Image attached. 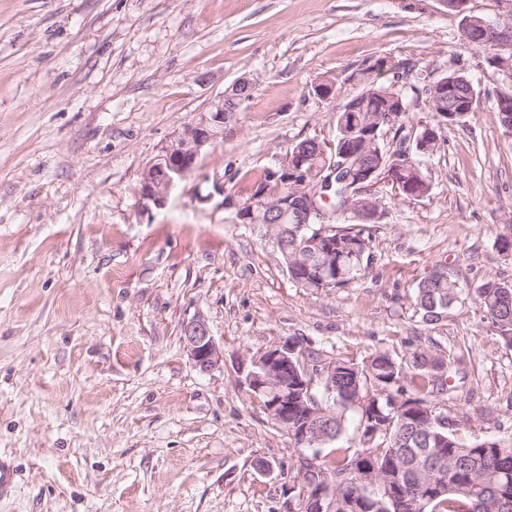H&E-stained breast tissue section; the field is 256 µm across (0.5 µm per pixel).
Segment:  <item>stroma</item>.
Here are the masks:
<instances>
[{"label":"stroma","instance_id":"obj_1","mask_svg":"<svg viewBox=\"0 0 512 512\" xmlns=\"http://www.w3.org/2000/svg\"><path fill=\"white\" fill-rule=\"evenodd\" d=\"M512 0H0V452L18 483L0 512H299L298 452L239 367L291 339L360 363L448 362L430 401L465 443L512 444V347L475 300L434 324L413 302L442 269L466 291L512 282V133L503 78L461 39L464 15ZM466 74L481 102L443 127L429 197L388 199L352 284L298 287L247 198L292 144L331 140L338 102L377 57ZM336 80L337 99L313 93ZM252 96L165 207L144 170L239 79ZM204 316L224 366L198 373L182 325Z\"/></svg>","mask_w":512,"mask_h":512}]
</instances>
